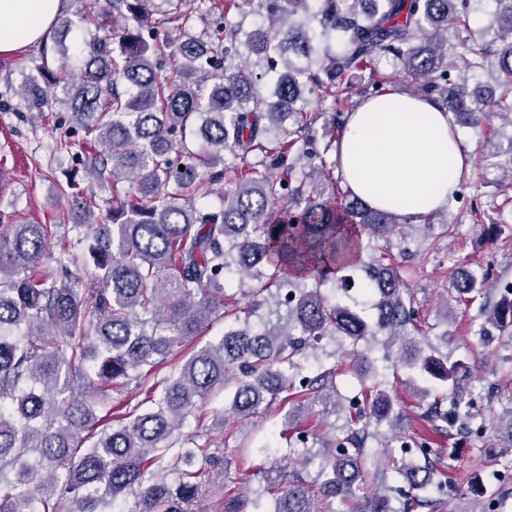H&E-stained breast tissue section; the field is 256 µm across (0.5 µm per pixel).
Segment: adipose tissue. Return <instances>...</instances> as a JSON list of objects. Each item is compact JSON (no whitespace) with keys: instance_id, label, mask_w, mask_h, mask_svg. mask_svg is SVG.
<instances>
[{"instance_id":"1","label":"adipose tissue","mask_w":512,"mask_h":512,"mask_svg":"<svg viewBox=\"0 0 512 512\" xmlns=\"http://www.w3.org/2000/svg\"><path fill=\"white\" fill-rule=\"evenodd\" d=\"M61 7L62 0H0V54L49 42ZM334 161L352 194L410 224L447 208L470 168L452 113L394 92L347 113Z\"/></svg>"}]
</instances>
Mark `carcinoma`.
<instances>
[{"label":"carcinoma","instance_id":"cac0c4a2","mask_svg":"<svg viewBox=\"0 0 512 512\" xmlns=\"http://www.w3.org/2000/svg\"><path fill=\"white\" fill-rule=\"evenodd\" d=\"M153 2L108 0L109 15L125 21L117 38L90 43L74 74L56 37L43 48L39 77L19 87L38 111L42 83L62 85L77 124L101 146L88 169L110 185L112 205L72 184L61 190L86 231L61 238L56 252L48 248L56 225L19 224L0 210V512H112L128 493L126 512H209L201 488L223 452L187 447L181 429L199 402L231 383L230 410L241 419L291 400L307 418L320 406L346 413L349 424L320 458L309 453L316 431L289 440L290 455L318 462L311 485L290 478V463L274 456L271 440L261 442L273 510L227 480L217 488L224 512H335L336 501L355 499L383 468L417 495L396 506L377 493L367 512H438L441 491L429 489L439 460L423 442L409 449L388 373L370 353L380 344L387 361L397 348L395 362L410 372L435 432L483 431L470 391L477 375L418 336L419 309L392 254L394 236L399 254L415 259V234L447 235L449 226L425 217L419 231L349 191H331L304 106L314 95L332 97V125L342 131L349 97L337 86L383 54L410 79L403 92L474 129L491 125L512 112V0H496L495 49L473 40L458 9L467 0H265L264 28L169 39L178 66L168 75L146 41L155 34ZM450 29L460 48L455 68L496 67L499 93L448 82ZM295 146L307 159L300 166L288 162ZM213 194L222 198L217 208L202 203ZM233 272L255 281L238 312L224 294ZM486 291V278L458 273L448 299L467 305ZM498 295L471 325L512 348V287ZM216 315L231 319L223 336L182 356L160 393L150 387L146 410L100 422L114 380L153 368ZM324 339L358 372L360 397L337 393L339 364L311 374L309 357ZM499 427L512 449V395ZM389 435L403 444L399 459L368 446Z\"/></svg>","mask_w":512,"mask_h":512}]
</instances>
